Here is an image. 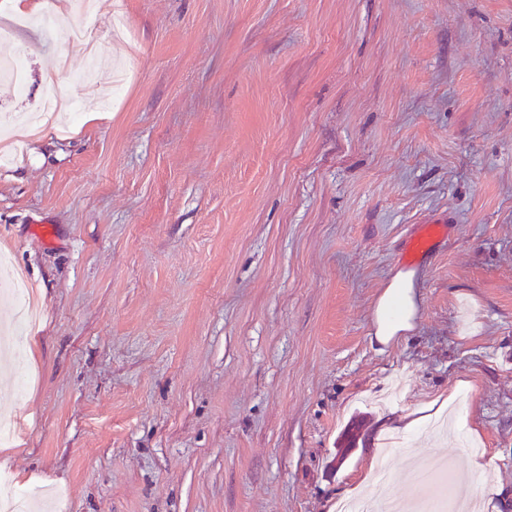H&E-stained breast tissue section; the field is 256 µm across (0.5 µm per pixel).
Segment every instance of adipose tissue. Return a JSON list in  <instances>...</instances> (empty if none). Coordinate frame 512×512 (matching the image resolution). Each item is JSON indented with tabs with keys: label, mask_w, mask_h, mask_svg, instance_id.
Wrapping results in <instances>:
<instances>
[{
	"label": "adipose tissue",
	"mask_w": 512,
	"mask_h": 512,
	"mask_svg": "<svg viewBox=\"0 0 512 512\" xmlns=\"http://www.w3.org/2000/svg\"><path fill=\"white\" fill-rule=\"evenodd\" d=\"M417 277L416 269L395 268L378 295L372 312L377 344L389 346L414 330L420 309Z\"/></svg>",
	"instance_id": "adipose-tissue-1"
}]
</instances>
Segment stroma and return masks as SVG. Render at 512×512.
Instances as JSON below:
<instances>
[{
  "mask_svg": "<svg viewBox=\"0 0 512 512\" xmlns=\"http://www.w3.org/2000/svg\"><path fill=\"white\" fill-rule=\"evenodd\" d=\"M92 24L128 71L103 110L81 49L0 40L30 74L0 109L49 77L87 106L0 139V290L41 305L0 472L35 512H336L383 508L388 462L415 512L490 481L512 512V0H95ZM423 221L448 236L417 326L377 347Z\"/></svg>",
  "mask_w": 512,
  "mask_h": 512,
  "instance_id": "obj_1",
  "label": "stroma"
}]
</instances>
